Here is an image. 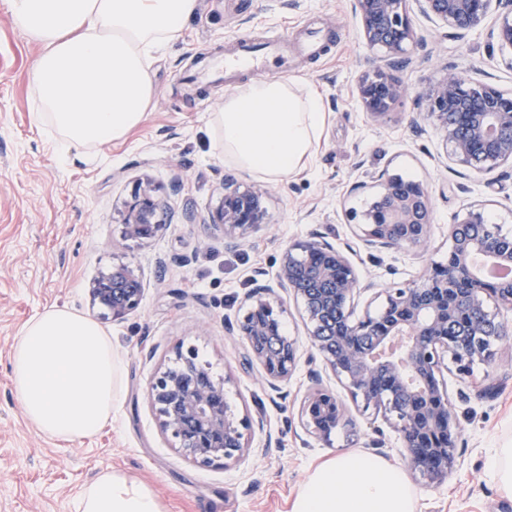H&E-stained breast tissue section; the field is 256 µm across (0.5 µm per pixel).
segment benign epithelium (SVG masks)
<instances>
[{
	"instance_id": "1",
	"label": "benign epithelium",
	"mask_w": 512,
	"mask_h": 512,
	"mask_svg": "<svg viewBox=\"0 0 512 512\" xmlns=\"http://www.w3.org/2000/svg\"><path fill=\"white\" fill-rule=\"evenodd\" d=\"M370 48L384 50L393 68L405 63L414 30L408 0H350ZM421 11L462 38L492 13L497 40L512 54V0H416ZM399 79L382 67L364 73L358 93L365 111L387 115L402 96ZM426 103L450 147L454 161L478 174L512 164V98L487 82L447 71L416 92ZM263 194L224 180V197L212 225L222 230L230 247L241 244L264 223ZM133 218L122 238L151 239L162 229L155 220L156 203L137 193L129 204ZM363 244L375 249L419 250L432 224L428 190L411 187L397 176L381 180L373 202L352 213ZM448 257L432 264L420 279L385 289L374 311L353 317L354 298L362 285L355 266L336 246L315 236L283 252L277 282L300 302L307 318L310 359L320 357L342 383L357 410L381 418L398 433L405 462L414 478L428 486L448 479L459 463L456 405L441 382L445 360L455 371L470 374L476 361L496 364L494 345L506 335L501 311L512 312V276L490 279L479 274L475 260L512 270V234L488 222L481 208L469 210L449 225ZM102 316L123 319L136 311L143 288L138 270L120 265L101 276L91 290ZM248 305L229 332L246 344L248 360L263 369V382L273 391L292 376L297 343L276 333L284 304L270 284L247 295ZM301 402L299 415L307 433L329 441L332 432L351 422L346 406L321 387ZM231 377L216 381L195 349L179 345L175 366H159L148 401L161 432L170 436L188 461L210 466L240 461L249 453L247 432L264 429V420L236 414L225 392Z\"/></svg>"
}]
</instances>
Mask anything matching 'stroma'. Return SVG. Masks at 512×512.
<instances>
[{
  "instance_id": "35a3bbf8",
  "label": "stroma",
  "mask_w": 512,
  "mask_h": 512,
  "mask_svg": "<svg viewBox=\"0 0 512 512\" xmlns=\"http://www.w3.org/2000/svg\"><path fill=\"white\" fill-rule=\"evenodd\" d=\"M415 41L396 72L404 96L388 117L364 111L360 75L387 58L368 48L348 0H198L181 37L156 60V94L144 121L125 138L64 157L58 135L35 118L31 69L40 46L12 26L0 6V512H76L81 488L112 468L146 483L164 512H291L301 483L322 461L342 451L371 453L383 439V457L403 466L391 429L376 433L354 416L330 442L307 435L298 408L311 386L306 351L280 392L264 387L259 364L245 361L246 347L225 326L245 312L243 298L255 282L276 284L281 255L297 240L322 236L346 250L369 291L355 314L377 307L378 291L420 278L448 251V227L473 208L512 232V166L481 176L449 158L442 135L415 99L417 89L447 69L484 80L512 96V69L503 61L492 22L455 38L450 30L412 9ZM312 25L333 33L326 56L290 72L268 66L257 79L282 75L317 88L326 112L306 170L266 181L225 163L209 120L230 85L198 84L199 60L236 38L272 39ZM423 183L433 209L421 251H370L350 218L377 189L381 174ZM232 177L264 190L267 216L240 247L229 248L210 217ZM150 185L156 218L164 228L146 241H122L126 204ZM118 264L140 270L139 309L120 321L101 319L91 298L94 279ZM57 306L100 322L123 363L124 397L111 426L75 442L49 438L25 418L11 380V353L23 325ZM195 347L214 377H230L226 401L238 414L263 418L250 431L249 457L240 463L199 466L185 460L162 435L147 393L156 368L178 345ZM498 389L479 398L487 371L470 377L445 374L458 403L459 466L440 485L427 487L417 512H512L488 468L495 449L512 445V334L496 345Z\"/></svg>"
}]
</instances>
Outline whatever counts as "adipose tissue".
Listing matches in <instances>:
<instances>
[{
	"label": "adipose tissue",
	"mask_w": 512,
	"mask_h": 512,
	"mask_svg": "<svg viewBox=\"0 0 512 512\" xmlns=\"http://www.w3.org/2000/svg\"><path fill=\"white\" fill-rule=\"evenodd\" d=\"M16 30L43 46L32 79L37 117L64 151L101 147L141 124L155 88L151 65L177 40L197 0H5ZM325 121L319 94L291 80L252 81L213 117L225 161L277 181L302 170ZM26 419L43 434L77 441L111 424L123 397V365L91 317L51 307L29 320L11 359ZM420 494L400 467L345 451L316 467L292 512H416ZM77 512H161L135 478L101 470Z\"/></svg>",
	"instance_id": "adipose-tissue-1"
}]
</instances>
